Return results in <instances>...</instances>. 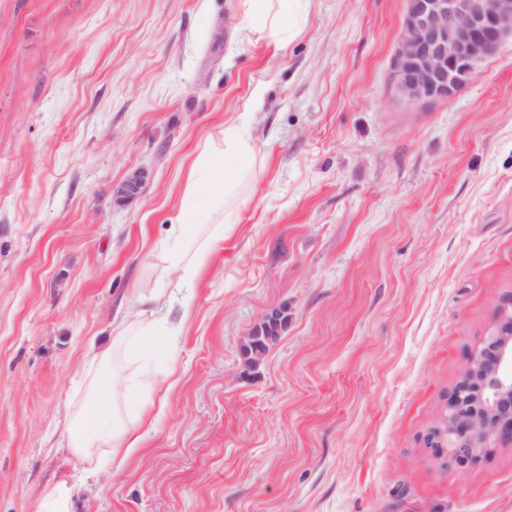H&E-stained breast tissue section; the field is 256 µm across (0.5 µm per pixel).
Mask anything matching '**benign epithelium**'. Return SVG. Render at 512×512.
<instances>
[{
  "instance_id": "1",
  "label": "benign epithelium",
  "mask_w": 512,
  "mask_h": 512,
  "mask_svg": "<svg viewBox=\"0 0 512 512\" xmlns=\"http://www.w3.org/2000/svg\"><path fill=\"white\" fill-rule=\"evenodd\" d=\"M511 33L512 0H406L392 88L410 106L452 98ZM140 185L133 174L117 195L131 198ZM258 332L257 326L243 345L246 365L253 368L263 360L252 350ZM427 442L458 465L498 443L512 444V295L467 359Z\"/></svg>"
}]
</instances>
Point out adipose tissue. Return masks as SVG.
Masks as SVG:
<instances>
[{
	"instance_id": "adipose-tissue-1",
	"label": "adipose tissue",
	"mask_w": 512,
	"mask_h": 512,
	"mask_svg": "<svg viewBox=\"0 0 512 512\" xmlns=\"http://www.w3.org/2000/svg\"><path fill=\"white\" fill-rule=\"evenodd\" d=\"M247 28L278 44L289 43L305 26L310 0H247ZM255 159V147L244 125L231 123L212 140L207 152L198 158L208 168L205 186L188 185L189 205L175 214L169 224V241L163 248L165 263L157 267L164 278L170 269L180 273L182 292L172 298L166 290L141 283L125 299L134 320H121L113 330L111 344L95 354L88 368L92 397L87 407L69 419L67 444L80 455L90 456L107 448L112 458L125 462L138 448L144 430L154 422L149 411L129 415L124 363L139 357L159 337L168 335L166 321L159 315L171 303H179L183 317H190L195 306L192 287L211 263L224 240L239 222L237 201Z\"/></svg>"
}]
</instances>
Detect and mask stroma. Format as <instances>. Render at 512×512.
Returning a JSON list of instances; mask_svg holds the SVG:
<instances>
[{"label":"stroma","mask_w":512,"mask_h":512,"mask_svg":"<svg viewBox=\"0 0 512 512\" xmlns=\"http://www.w3.org/2000/svg\"><path fill=\"white\" fill-rule=\"evenodd\" d=\"M245 9L0 0V512L54 489L67 512H512V445L461 468L426 443L512 293V35L415 109L389 82L405 0H310L279 46ZM236 118L257 152L241 220L134 377L167 405L123 466L81 458L86 361ZM265 320L261 323L269 327V322L273 323L275 326L274 333L279 335V330L282 328V326L285 324V320L282 317V312L280 310H276L271 312L270 314H267V316L264 318ZM257 325L247 336L245 343H243V354L246 360V365L249 367H257L261 361L263 360L262 355L258 354L257 351H251L250 348H253L252 343L255 338V335L260 332V325Z\"/></svg>","instance_id":"stroma-1"}]
</instances>
